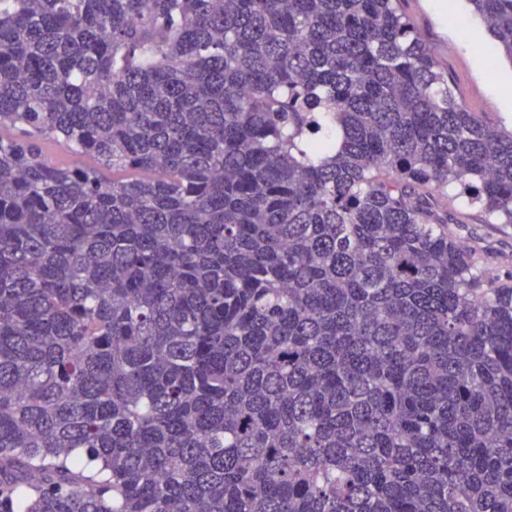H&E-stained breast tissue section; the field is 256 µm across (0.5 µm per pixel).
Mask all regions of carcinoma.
I'll use <instances>...</instances> for the list:
<instances>
[{"label":"carcinoma","mask_w":512,"mask_h":512,"mask_svg":"<svg viewBox=\"0 0 512 512\" xmlns=\"http://www.w3.org/2000/svg\"><path fill=\"white\" fill-rule=\"evenodd\" d=\"M2 128L0 512H512V284L438 205L512 224V130L399 0H0Z\"/></svg>","instance_id":"1"}]
</instances>
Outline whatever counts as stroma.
Listing matches in <instances>:
<instances>
[{"mask_svg":"<svg viewBox=\"0 0 512 512\" xmlns=\"http://www.w3.org/2000/svg\"><path fill=\"white\" fill-rule=\"evenodd\" d=\"M401 9L448 72L470 111L487 113L495 123L512 127V62L503 58L484 22L467 0H401ZM461 242L479 235L484 269L495 282L512 279V224L488 223L486 215L464 200L446 204Z\"/></svg>","mask_w":512,"mask_h":512,"instance_id":"obj_1","label":"stroma"}]
</instances>
